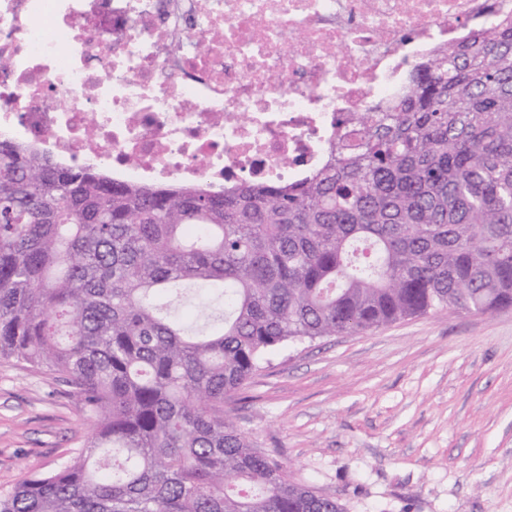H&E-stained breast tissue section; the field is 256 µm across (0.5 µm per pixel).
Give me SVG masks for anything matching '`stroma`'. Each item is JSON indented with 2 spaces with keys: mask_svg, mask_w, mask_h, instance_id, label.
<instances>
[{
  "mask_svg": "<svg viewBox=\"0 0 512 512\" xmlns=\"http://www.w3.org/2000/svg\"><path fill=\"white\" fill-rule=\"evenodd\" d=\"M227 408L344 512H512V308L289 345ZM90 434L65 387L0 361V494Z\"/></svg>",
  "mask_w": 512,
  "mask_h": 512,
  "instance_id": "stroma-1",
  "label": "stroma"
}]
</instances>
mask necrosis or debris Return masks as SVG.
Wrapping results in <instances>:
<instances>
[{"instance_id":"obj_1","label":"necrosis or debris","mask_w":512,"mask_h":512,"mask_svg":"<svg viewBox=\"0 0 512 512\" xmlns=\"http://www.w3.org/2000/svg\"><path fill=\"white\" fill-rule=\"evenodd\" d=\"M512 0H0V141L212 192L321 166L352 112Z\"/></svg>"}]
</instances>
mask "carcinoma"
<instances>
[{"mask_svg": "<svg viewBox=\"0 0 512 512\" xmlns=\"http://www.w3.org/2000/svg\"><path fill=\"white\" fill-rule=\"evenodd\" d=\"M350 122L305 179L222 193L0 142V360L93 426L0 512H343L224 406L290 343L512 306V16Z\"/></svg>", "mask_w": 512, "mask_h": 512, "instance_id": "1", "label": "carcinoma"}]
</instances>
